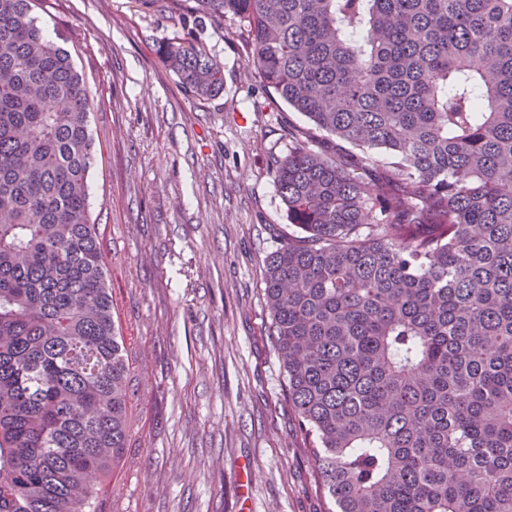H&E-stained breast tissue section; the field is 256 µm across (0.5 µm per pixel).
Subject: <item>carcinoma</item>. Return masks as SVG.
<instances>
[{
    "label": "carcinoma",
    "mask_w": 512,
    "mask_h": 512,
    "mask_svg": "<svg viewBox=\"0 0 512 512\" xmlns=\"http://www.w3.org/2000/svg\"><path fill=\"white\" fill-rule=\"evenodd\" d=\"M43 2L0 0V512H102L135 367L89 214L98 91ZM167 8L187 37L160 55L189 95L224 92L202 34L230 16L311 123L272 163L294 232L264 291L323 494L336 512H512V0Z\"/></svg>",
    "instance_id": "carcinoma-1"
}]
</instances>
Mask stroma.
Returning a JSON list of instances; mask_svg holds the SVG:
<instances>
[{
	"label": "stroma",
	"mask_w": 512,
	"mask_h": 512,
	"mask_svg": "<svg viewBox=\"0 0 512 512\" xmlns=\"http://www.w3.org/2000/svg\"><path fill=\"white\" fill-rule=\"evenodd\" d=\"M47 32L86 44L101 103L90 218L141 397L113 512H329L270 336L264 258L291 233L271 173L308 120L247 65L237 21L203 41L224 91L189 97L158 47L160 0H48Z\"/></svg>",
	"instance_id": "stroma-1"
}]
</instances>
